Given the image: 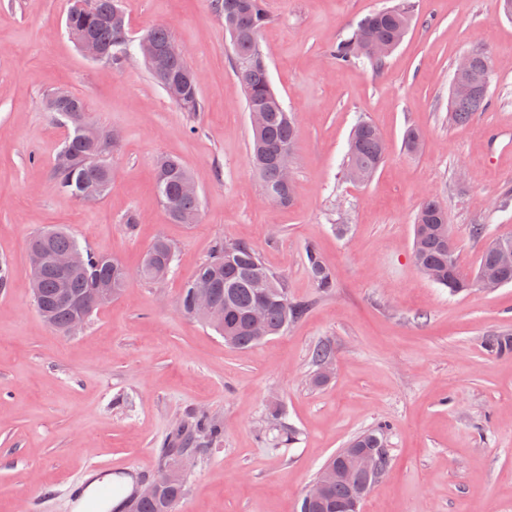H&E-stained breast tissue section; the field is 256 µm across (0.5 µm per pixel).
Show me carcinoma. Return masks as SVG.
Returning a JSON list of instances; mask_svg holds the SVG:
<instances>
[{
  "label": "carcinoma",
  "instance_id": "carcinoma-1",
  "mask_svg": "<svg viewBox=\"0 0 512 512\" xmlns=\"http://www.w3.org/2000/svg\"><path fill=\"white\" fill-rule=\"evenodd\" d=\"M216 11L224 21H232L235 38L232 39L234 74L246 96L248 110L263 112L262 126L252 131L250 161L260 176L266 197L273 203L288 205L293 192L283 185L274 164V154L283 147H293L295 131L290 113L274 91L268 66L261 46L260 34L269 23L264 0H214ZM412 21L411 4L403 2L396 7L373 12L361 19L352 36L332 50L336 60L351 63L365 59L380 68L387 55L373 50L377 43L392 47L404 38ZM66 28L70 37L83 34L93 38L118 61L130 52L128 23L121 0H91L88 9L79 13H67ZM157 52L173 40L168 28L157 26L143 35ZM471 67L465 75H453L452 82L460 89L449 92L448 122H467L476 112L485 109L488 93L481 91L491 82V61L484 48L470 51ZM162 65L170 83L177 85V95L172 97L186 112H197L201 104L199 87L186 74L192 72L185 60L159 57V62H147L153 79L163 85L157 65ZM46 108L69 127L67 138L59 154L61 161L54 168L57 189L87 202L103 198L112 186V169L99 155L108 148L107 131L95 128L96 137L78 132L85 122L84 100L68 92H54L46 98ZM385 144L380 133L369 123L360 122L353 129L346 153V169L355 168L361 180L370 179L384 162L382 151ZM191 174L175 158L159 161L156 169L157 191L168 218L177 224H193L197 220L199 196L185 191L184 183ZM413 258L416 268L434 283L461 293L479 287V276L469 277L461 273L456 259L448 215L443 205L434 198L424 199L415 215ZM506 243L512 247V235H504L491 241L481 255L478 271L492 269L497 263L493 246ZM46 247L52 252L72 251L80 248L77 240L62 229H50L33 236L28 249ZM85 268L67 274L60 273L51 265L32 275L31 292L34 304L42 319L57 331L68 334L74 317H91L99 308L97 304H83L93 296L100 280L112 284L106 302L117 298L125 287L126 279L120 264L112 258L83 249ZM175 260L172 245L164 238L156 239L149 247L139 270L148 281L164 278ZM310 272L317 288L328 291L334 287L333 275L314 249L307 251ZM209 287L215 307L223 312L220 323L202 320L224 338L225 344L246 351L263 342V337L281 334L290 324L298 321L307 304L288 297L283 280L271 272L262 262L259 253L242 241L217 243L213 255L201 264L195 278L188 283L180 296L179 307L187 316H193V293ZM265 307L260 325H255L251 314L257 305ZM484 347L496 354L512 352V336H489ZM224 437V424L213 417L194 415L180 422L173 431L168 447L162 450L160 470L156 479L161 481L156 497L139 499L129 495L113 507L115 512H173L174 504L185 493L182 477L171 479L166 471L174 455L194 456L204 444L219 442ZM353 448L381 449L380 470L367 476L354 473L350 480L332 484L323 501L311 507L309 512H336V505L343 502L353 487L365 482L374 484L389 463V450L383 428L364 432L350 442Z\"/></svg>",
  "mask_w": 512,
  "mask_h": 512
}]
</instances>
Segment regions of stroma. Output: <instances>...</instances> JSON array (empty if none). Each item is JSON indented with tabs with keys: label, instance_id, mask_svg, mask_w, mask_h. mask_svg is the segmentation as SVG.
I'll list each match as a JSON object with an SVG mask.
<instances>
[{
	"label": "stroma",
	"instance_id": "1",
	"mask_svg": "<svg viewBox=\"0 0 512 512\" xmlns=\"http://www.w3.org/2000/svg\"><path fill=\"white\" fill-rule=\"evenodd\" d=\"M399 0H266L260 36L275 90L295 122L293 201L270 202L249 161L251 123L213 0H123L129 34L166 26L200 78L201 109L184 112L139 55L87 58L69 38V0H0V512H74L62 492L89 464L139 482L153 477L174 424L207 414L224 439L187 465L173 512H299L326 460L385 427L390 464L361 512H512V353L482 346L512 336V284L452 294L416 269L414 216L439 199L462 270L488 240L512 234V151L488 130H512V18L497 0H412L414 20L383 70L338 62L333 48L366 15ZM491 56L488 104L448 121L458 59ZM82 97L94 125L120 132L108 156L112 191L86 203L60 193L54 159L68 128L48 93ZM361 121L387 145L364 183L343 180ZM423 137L407 153L406 128ZM178 158L199 191L196 223L176 224L155 187L160 157ZM134 224H127V217ZM482 237L472 234L474 225ZM61 227L128 272L121 296L76 333L39 316L27 242ZM176 251L168 276L142 281L147 248ZM251 243L309 309L283 334L239 352L185 316L179 296L215 244ZM314 248L335 275L317 288ZM335 351L331 378L312 384L313 349ZM278 421L295 434L282 445Z\"/></svg>",
	"mask_w": 512,
	"mask_h": 512
}]
</instances>
